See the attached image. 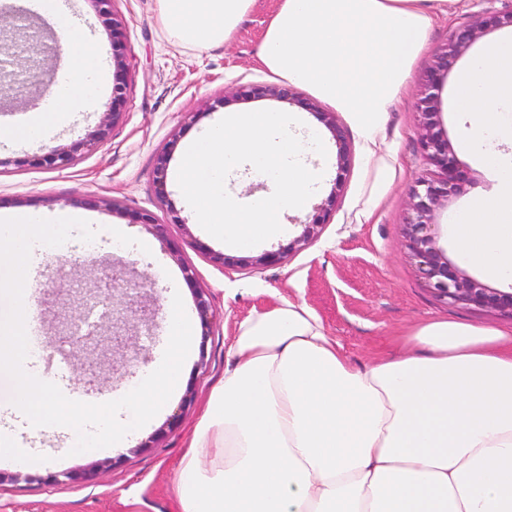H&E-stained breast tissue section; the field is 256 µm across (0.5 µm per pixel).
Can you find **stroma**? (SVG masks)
Masks as SVG:
<instances>
[{
    "instance_id": "obj_1",
    "label": "stroma",
    "mask_w": 512,
    "mask_h": 512,
    "mask_svg": "<svg viewBox=\"0 0 512 512\" xmlns=\"http://www.w3.org/2000/svg\"><path fill=\"white\" fill-rule=\"evenodd\" d=\"M83 18L101 45L106 82L97 86L84 112L67 119L53 138L57 147L74 148L75 161L63 168L40 164L42 146L15 149L0 143V211L53 213L89 209L96 220L99 243L94 250L75 246L62 262L45 256L27 290L38 317L36 336L51 355L63 354L56 375L60 389L87 399H116L139 377L156 369L166 340L164 312H157L159 329L148 341L130 339L103 352L132 360L131 368L89 371L85 354L73 347L60 329L79 283L106 273L123 275L129 283L157 282L158 297L180 292L187 309L195 307L196 289L207 293L215 317L206 337L196 339L179 389L154 421L136 430L123 447L109 452L69 455L63 437L20 429L18 437L51 462L32 468L31 480L0 484V512H180L173 490L174 476L210 393L224 376V358L236 322L280 299L305 302L329 335L338 339L356 365L399 353L402 338L417 323L446 319L512 331V317L436 299L424 286L409 256L403 225L410 212L409 190L418 178L433 175L434 166L420 148V115L416 86L446 47L456 29L491 11L512 8V0H459L448 15L436 19L412 77V88L396 101L380 133L386 164L368 160L365 145L355 133L347 135L349 163L337 166V149L318 115L330 104L303 88L296 100L247 91L254 84H275L260 63L258 52L278 0H255L237 31L225 43L196 49L180 45L163 22L158 0H112L113 20L121 31V50H112L111 20L94 0H65ZM123 93V115L102 141L86 146L115 91ZM271 109L300 114L321 133L328 147L323 160L327 179L314 195L313 206L289 220V237L300 235L312 221L315 205L335 196L336 202L318 238L283 265L263 269H224L212 256L235 255V248L210 238L197 222L175 180H167V197L158 199L154 171L166 157L175 171L188 141L227 112ZM471 183L436 217L439 243L449 257L459 259L449 233L455 215L476 191H491L486 172L467 154L456 152ZM150 214L166 225L165 241L155 240L140 222ZM123 228L128 241L151 240L146 254L114 251V228ZM61 272H54V264ZM191 267L194 280L183 269ZM206 367H199V360ZM191 406H184L185 396ZM79 474L77 482L40 484L47 472Z\"/></svg>"
}]
</instances>
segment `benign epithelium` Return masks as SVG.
Wrapping results in <instances>:
<instances>
[{
  "instance_id": "1",
  "label": "benign epithelium",
  "mask_w": 512,
  "mask_h": 512,
  "mask_svg": "<svg viewBox=\"0 0 512 512\" xmlns=\"http://www.w3.org/2000/svg\"><path fill=\"white\" fill-rule=\"evenodd\" d=\"M489 23L495 25L511 24L512 9L504 12H492L490 16L453 32L448 40V46L431 66L426 79L418 90V108L422 115L421 146L427 159L437 168L436 176L422 178L410 189L411 213L407 218L405 236L407 246L420 279L425 286L433 291L440 299L451 304H463L478 309L493 310L512 316V287L504 290L490 288L475 278L467 275L460 266L448 257V253L437 244L432 227L435 226V216L439 209L448 205V202L460 195L464 187L470 183L466 170L457 163L447 132L438 119V91L448 73L452 70L454 61L463 49L468 47L482 29ZM51 47L47 45L43 34L27 19L20 15L9 16L4 14L0 6V78H7L13 91L21 93L25 88L30 74L40 68L47 57ZM250 93L257 97L273 96L288 100L292 92L287 87L255 85ZM119 113L112 106L104 112V116L97 129L89 134L91 141L103 138L111 124L115 122ZM320 120L329 129L337 146L338 168L344 169L347 161V137L343 127L336 124V119L330 112L320 113ZM74 160L69 150L53 149L44 159L50 167L58 164L68 165ZM328 209L312 221L304 224L300 236L275 251L267 252L257 257L229 258L222 254L214 256L224 266L246 267L249 265L276 266L284 263L290 255L312 240L317 238L326 218ZM103 279L98 277L91 289L81 288L74 291L75 309L64 323L69 333L82 323L85 312L103 304L106 312L101 314L94 325L92 335L82 338V347H88V340L96 341L111 336L117 339L115 333L118 329L136 317L138 309L134 299L129 297L125 285L112 279V290L102 286ZM122 292L128 298L122 309L116 310L106 304L109 292ZM201 325L209 329L213 311L203 292L195 297Z\"/></svg>"
}]
</instances>
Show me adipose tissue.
<instances>
[{
	"label": "adipose tissue",
	"mask_w": 512,
	"mask_h": 512,
	"mask_svg": "<svg viewBox=\"0 0 512 512\" xmlns=\"http://www.w3.org/2000/svg\"><path fill=\"white\" fill-rule=\"evenodd\" d=\"M456 0H279L262 64L349 113L370 153L407 92L433 21ZM180 42L224 43L254 0H158ZM38 11L68 88L52 112L0 117V141L49 145L80 112L103 52L63 0ZM181 512H512V332L452 320L359 366L302 302L237 323L181 457Z\"/></svg>",
	"instance_id": "ef3b65f1"
}]
</instances>
